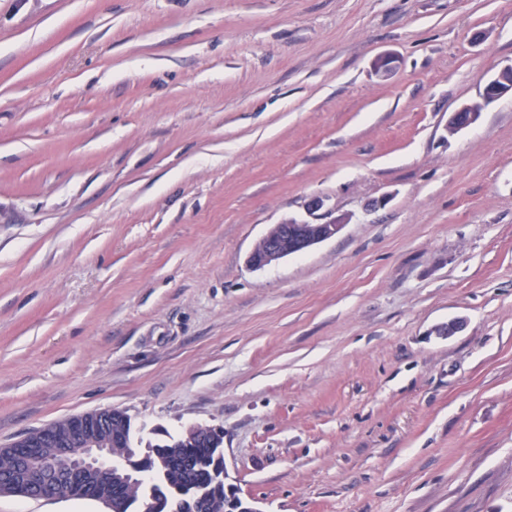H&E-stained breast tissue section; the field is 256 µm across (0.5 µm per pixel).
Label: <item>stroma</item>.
Instances as JSON below:
<instances>
[{
  "mask_svg": "<svg viewBox=\"0 0 512 512\" xmlns=\"http://www.w3.org/2000/svg\"><path fill=\"white\" fill-rule=\"evenodd\" d=\"M511 63L512 0H0V448L118 409L264 512H512V98L448 131ZM345 218L334 217L325 223L288 220L273 225L248 256V264L262 269L293 255L305 253L319 243L336 236Z\"/></svg>",
  "mask_w": 512,
  "mask_h": 512,
  "instance_id": "obj_1",
  "label": "stroma"
}]
</instances>
